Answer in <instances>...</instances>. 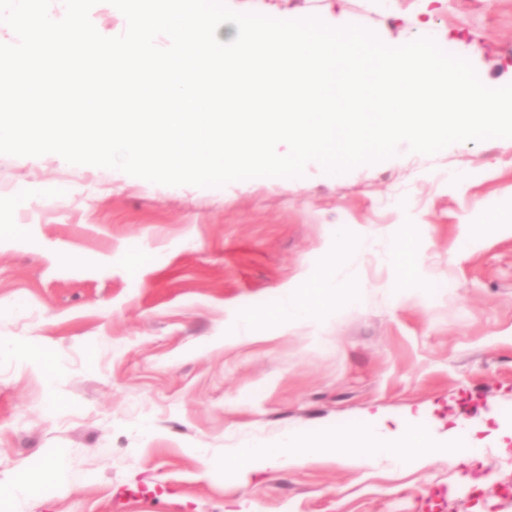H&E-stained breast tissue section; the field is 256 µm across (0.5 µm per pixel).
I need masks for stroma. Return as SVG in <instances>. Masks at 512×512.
Instances as JSON below:
<instances>
[{"label": "stroma", "instance_id": "35a3bbf8", "mask_svg": "<svg viewBox=\"0 0 512 512\" xmlns=\"http://www.w3.org/2000/svg\"><path fill=\"white\" fill-rule=\"evenodd\" d=\"M316 17L397 47L421 35L512 84V0H226ZM512 139L404 153L285 183L166 186L49 153L0 154V487L67 462L0 512H512ZM412 225L416 290L385 249L341 280L363 301L321 323L233 313L335 265L337 234ZM146 260L132 269V252ZM418 425L424 465L317 463L234 476L224 458L292 433ZM151 432H144V424ZM469 444L474 454L460 459Z\"/></svg>", "mask_w": 512, "mask_h": 512}]
</instances>
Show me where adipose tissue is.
Returning <instances> with one entry per match:
<instances>
[{
    "instance_id": "1",
    "label": "adipose tissue",
    "mask_w": 512,
    "mask_h": 512,
    "mask_svg": "<svg viewBox=\"0 0 512 512\" xmlns=\"http://www.w3.org/2000/svg\"><path fill=\"white\" fill-rule=\"evenodd\" d=\"M377 239L369 233L339 237L336 241V264L311 273L300 283H291L281 290L276 307L236 314L241 331L260 319L277 321L290 326L320 320L338 313L348 299H359L360 288L346 290L337 277L338 265L372 251ZM427 434L417 426L403 432L393 446H385L378 425H366L343 438L314 440L301 434H291L280 444L254 445L250 452L225 458L224 466L243 475L260 473L274 467H300L322 460H336L349 467H359L380 460L390 462H422L431 452Z\"/></svg>"
}]
</instances>
